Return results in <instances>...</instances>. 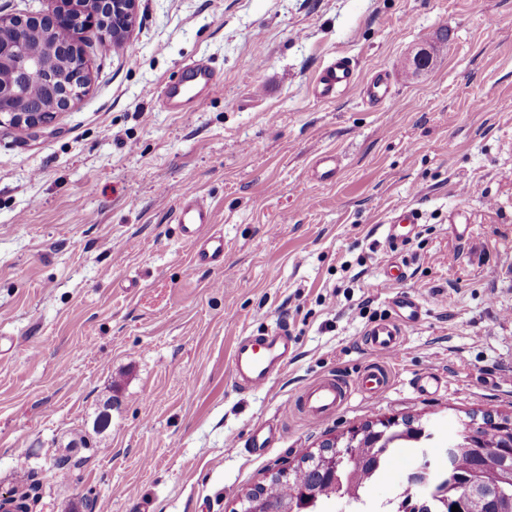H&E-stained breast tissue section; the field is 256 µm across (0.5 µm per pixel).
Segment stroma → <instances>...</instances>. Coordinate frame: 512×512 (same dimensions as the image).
Segmentation results:
<instances>
[{
	"label": "stroma",
	"mask_w": 512,
	"mask_h": 512,
	"mask_svg": "<svg viewBox=\"0 0 512 512\" xmlns=\"http://www.w3.org/2000/svg\"><path fill=\"white\" fill-rule=\"evenodd\" d=\"M339 57L357 83L321 100ZM86 58L71 109L0 125V493L33 471L34 512H237L366 423L432 425L437 470L460 421L512 418V0H139L127 50ZM197 62L220 86L166 111L164 87ZM379 72L376 103L363 89ZM330 151L324 182L312 166ZM180 193L209 203L223 266L195 265L172 220ZM404 208L421 222L396 248ZM398 292L424 314L389 388L309 426L297 392L381 361L364 333ZM282 326L287 365L235 387L239 338ZM423 372L436 395L412 388ZM262 425L276 438L255 457L245 441ZM416 459L400 448L370 497L392 498Z\"/></svg>",
	"instance_id": "1"
}]
</instances>
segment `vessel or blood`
I'll return each instance as SVG.
<instances>
[{
	"mask_svg": "<svg viewBox=\"0 0 512 512\" xmlns=\"http://www.w3.org/2000/svg\"><path fill=\"white\" fill-rule=\"evenodd\" d=\"M353 83L352 67L347 61L338 59L322 69L317 80V93L320 97L332 98ZM219 84V75L210 65L203 62L188 65L180 78L168 85L166 106L172 112L192 111ZM173 221L180 225L183 237L193 244L195 265L223 264L224 237L212 232L213 214L201 197L178 195ZM392 308L393 317L371 325L365 342L386 357L395 359L403 351L404 326L419 321L422 306L415 296L401 293L393 298ZM292 348V341L284 329L241 338L231 361L235 384L252 389L265 386L290 359ZM389 382L386 366L371 364L363 370L354 386L337 377L308 383L299 391L295 404L304 419L315 426L336 414L348 402L353 390H360L365 397L373 399L388 387Z\"/></svg>",
	"mask_w": 512,
	"mask_h": 512,
	"instance_id": "vessel-or-blood-1",
	"label": "vessel or blood"
}]
</instances>
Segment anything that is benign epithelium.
<instances>
[{
	"label": "benign epithelium",
	"mask_w": 512,
	"mask_h": 512,
	"mask_svg": "<svg viewBox=\"0 0 512 512\" xmlns=\"http://www.w3.org/2000/svg\"><path fill=\"white\" fill-rule=\"evenodd\" d=\"M137 2L138 0H97L101 12H90L89 17L85 18V23L93 26L98 20L105 18L104 12L122 11L127 15V24L124 29L117 32V35L125 37L135 23ZM69 4L70 0H55L54 8L41 16H0V26L16 28L15 40H0V69L8 68L12 73L10 83L0 85V125L7 123L15 128L29 129L46 123V118L39 116V113L23 110L26 102L25 88L34 80L44 86L46 94L52 98L53 109L59 112L70 109L90 85L91 72L86 56L80 50L74 51L71 68L75 71V77L69 83L55 76L48 60L25 52L23 31L27 25L43 19L54 23L63 21L67 16ZM368 436L369 432L364 428H356L344 437V443L341 445L334 440L323 443L317 457L326 460L327 466L335 472L336 463L344 449L370 447ZM460 439L468 441L471 447L480 449L485 455L500 453L506 448H512V421L494 420L485 424L472 419L459 423L456 436L448 439L446 457H451V448ZM442 479L444 475L432 471L429 462L414 467L406 476V482L414 490V495L423 500L439 497L446 492V488L441 484ZM451 486L464 501L484 502L492 494V487L486 484L453 482ZM243 504L245 512H278L267 507L252 491L245 494ZM0 508L3 512H32L33 506L23 490L15 488L5 495H0Z\"/></svg>",
	"instance_id": "1"
}]
</instances>
